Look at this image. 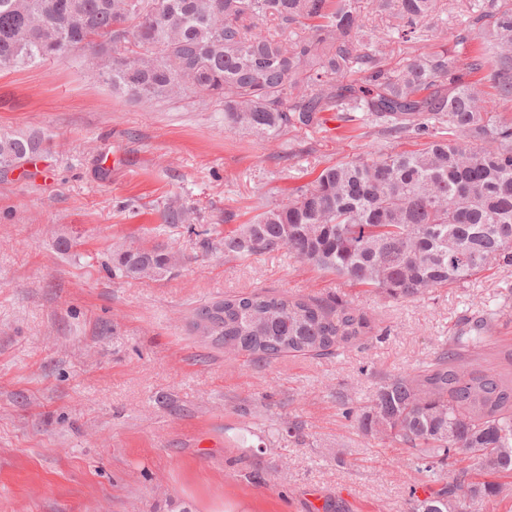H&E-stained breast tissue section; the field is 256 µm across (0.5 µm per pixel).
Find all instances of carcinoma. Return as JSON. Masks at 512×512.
Listing matches in <instances>:
<instances>
[{
    "label": "carcinoma",
    "mask_w": 512,
    "mask_h": 512,
    "mask_svg": "<svg viewBox=\"0 0 512 512\" xmlns=\"http://www.w3.org/2000/svg\"><path fill=\"white\" fill-rule=\"evenodd\" d=\"M462 6L455 45L482 39L463 62L448 49L387 68L373 44L427 40L443 5ZM274 30L264 34L259 24ZM90 52L112 91L166 103L200 94L223 107L224 125L282 148L285 132L323 124L321 114L377 127L417 150L374 151L325 166L309 184L224 233L206 250L250 258L287 250L296 260L393 300L460 288L512 266V3L508 0H0V71L73 51ZM489 71L488 82L472 76ZM46 150L36 133L0 132V168ZM187 213L170 204L169 226ZM177 257L162 245L117 250L112 273L153 279ZM224 343L255 364L324 357L371 333L368 313L334 296L238 293L197 307ZM497 311L460 323L430 361L378 384L351 407L358 430L399 447L427 473L411 512H471L512 474V349L483 364Z\"/></svg>",
    "instance_id": "cac0c4a2"
}]
</instances>
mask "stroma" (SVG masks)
<instances>
[{
	"mask_svg": "<svg viewBox=\"0 0 512 512\" xmlns=\"http://www.w3.org/2000/svg\"><path fill=\"white\" fill-rule=\"evenodd\" d=\"M380 44L388 67L452 44ZM0 130L49 150L0 172V512H409L422 475L403 449L364 437L346 406L380 377L429 360L460 320L499 317L490 353L512 347V267L462 288L395 301L289 258L203 251L326 164L413 150L327 117L284 137L294 155L224 126L199 95L155 106L113 95L82 54L0 72ZM109 168L108 177L97 173ZM175 203L191 220L163 228ZM156 243L184 255L155 279L113 276L112 252ZM336 296L367 310L374 338L325 358L258 366L193 332L199 304L228 294ZM302 422L294 440L289 422Z\"/></svg>",
	"mask_w": 512,
	"mask_h": 512,
	"instance_id": "35a3bbf8",
	"label": "stroma"
}]
</instances>
